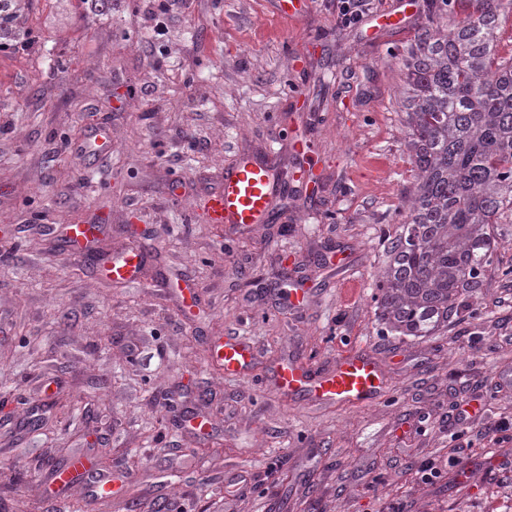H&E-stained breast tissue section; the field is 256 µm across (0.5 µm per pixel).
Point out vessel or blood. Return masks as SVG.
Segmentation results:
<instances>
[{
	"label": "vessel or blood",
	"instance_id": "1",
	"mask_svg": "<svg viewBox=\"0 0 512 512\" xmlns=\"http://www.w3.org/2000/svg\"><path fill=\"white\" fill-rule=\"evenodd\" d=\"M283 184L275 166L249 155L225 168L219 187L206 200L207 216L215 224L236 228L267 223ZM142 256L136 251L114 255L109 267L113 278L128 280L138 271ZM216 354L228 375L238 374L249 349L239 342L218 347ZM276 391L303 394L326 404L370 405L386 391L381 359L364 348L347 350L330 363L315 364L302 358L284 362L275 380Z\"/></svg>",
	"mask_w": 512,
	"mask_h": 512
}]
</instances>
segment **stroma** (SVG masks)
Segmentation results:
<instances>
[{
	"label": "stroma",
	"mask_w": 512,
	"mask_h": 512,
	"mask_svg": "<svg viewBox=\"0 0 512 512\" xmlns=\"http://www.w3.org/2000/svg\"><path fill=\"white\" fill-rule=\"evenodd\" d=\"M411 1L368 0L346 28L336 0L294 16L277 0H34L18 27L66 65L0 52V512H101L90 481L39 490L80 453L126 473L136 512H512V223L491 225L493 265L447 331L393 336L371 299L414 183L395 52L429 0ZM96 126L107 151L74 150ZM250 151L281 168L277 220L209 223L205 193ZM70 224L101 235L73 248ZM136 244L152 263L113 281L104 254ZM285 266L311 289L297 309L272 303ZM232 340L252 356L229 377L214 347ZM351 347L385 364L377 404L262 387L293 351ZM466 398L470 422L450 427ZM185 411L207 434L174 424ZM428 456L448 465L432 484Z\"/></svg>",
	"instance_id": "stroma-1"
}]
</instances>
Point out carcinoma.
<instances>
[{
  "instance_id": "cac0c4a2",
  "label": "carcinoma",
  "mask_w": 512,
  "mask_h": 512,
  "mask_svg": "<svg viewBox=\"0 0 512 512\" xmlns=\"http://www.w3.org/2000/svg\"><path fill=\"white\" fill-rule=\"evenodd\" d=\"M474 11L457 18L455 5ZM32 0H0V40ZM512 0H431L401 63L406 146L416 180L387 239L374 302L387 331L432 336L481 287L493 262L489 225L512 215V56H498Z\"/></svg>"
}]
</instances>
